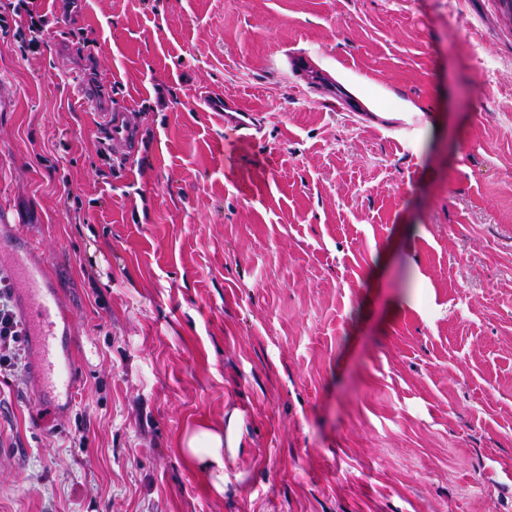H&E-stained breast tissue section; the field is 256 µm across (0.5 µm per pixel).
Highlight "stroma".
<instances>
[{
    "label": "stroma",
    "instance_id": "1",
    "mask_svg": "<svg viewBox=\"0 0 512 512\" xmlns=\"http://www.w3.org/2000/svg\"><path fill=\"white\" fill-rule=\"evenodd\" d=\"M40 7L39 52L0 28V209L79 388L51 412L0 378V512H512L506 0H461V41L448 0ZM96 79L136 116L123 166ZM202 421L220 494L178 448ZM79 93L84 102L97 113L99 124L105 133V148L112 153L113 159H127L138 149L139 135L134 116L129 109L108 103L99 105L95 89L86 86L79 87ZM200 102L207 112H211L212 116L224 122L225 127H233L240 132L238 141L245 145L251 142L254 134L250 130H259L258 114L256 112H247L243 110L236 101L223 94L204 93L199 96Z\"/></svg>",
    "mask_w": 512,
    "mask_h": 512
}]
</instances>
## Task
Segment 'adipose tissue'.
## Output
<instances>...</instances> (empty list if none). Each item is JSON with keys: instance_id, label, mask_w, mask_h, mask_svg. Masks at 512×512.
I'll return each instance as SVG.
<instances>
[{"instance_id": "adipose-tissue-1", "label": "adipose tissue", "mask_w": 512, "mask_h": 512, "mask_svg": "<svg viewBox=\"0 0 512 512\" xmlns=\"http://www.w3.org/2000/svg\"><path fill=\"white\" fill-rule=\"evenodd\" d=\"M187 461L209 470L216 493L224 491V426L202 422L188 429L179 440Z\"/></svg>"}]
</instances>
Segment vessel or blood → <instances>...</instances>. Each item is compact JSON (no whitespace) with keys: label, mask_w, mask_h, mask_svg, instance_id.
<instances>
[{"label":"vessel or blood","mask_w":512,"mask_h":512,"mask_svg":"<svg viewBox=\"0 0 512 512\" xmlns=\"http://www.w3.org/2000/svg\"><path fill=\"white\" fill-rule=\"evenodd\" d=\"M84 102L96 112L105 133V148L113 158L126 159L138 149L139 135L134 116L127 107L98 102L95 89L80 87ZM200 101L206 111L238 133L240 144H248L258 129V115L243 110L221 94L204 93ZM30 240L12 231L6 212L0 211V273L5 274L19 297L20 317L33 352L39 393L50 402L71 403L78 390V374L71 345L59 329L66 313L56 291L48 286V269L32 262Z\"/></svg>","instance_id":"obj_1"}]
</instances>
